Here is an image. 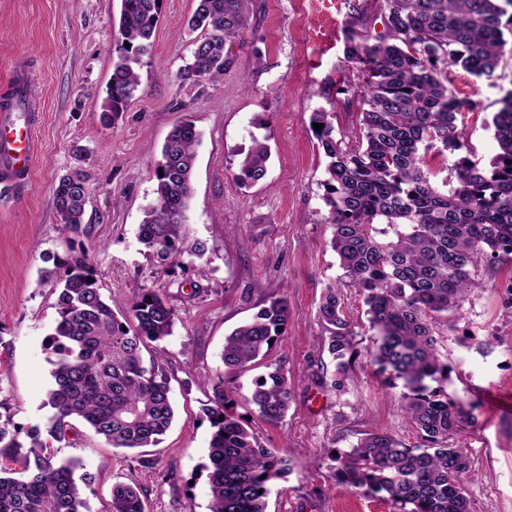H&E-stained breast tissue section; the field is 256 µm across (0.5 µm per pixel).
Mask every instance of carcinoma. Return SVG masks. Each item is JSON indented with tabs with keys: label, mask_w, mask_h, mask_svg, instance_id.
<instances>
[{
	"label": "carcinoma",
	"mask_w": 512,
	"mask_h": 512,
	"mask_svg": "<svg viewBox=\"0 0 512 512\" xmlns=\"http://www.w3.org/2000/svg\"><path fill=\"white\" fill-rule=\"evenodd\" d=\"M163 0H121L112 76L102 103L107 125L121 118L140 86L135 66L148 54L162 18ZM188 20L195 42L183 68L195 83L224 73L228 47L249 27L252 0H196ZM384 30L369 28L368 7L350 4L345 59L358 71L341 80L344 105L359 106L358 133H336L329 112L310 123L327 159L325 212L317 223L332 229L331 248L342 275L325 288L318 308L320 335L313 374L338 392L361 357L384 384L400 380L404 409L417 443L388 432H370L336 456L338 485L381 498L393 512H471L465 482L472 461L455 437L468 418L464 405L438 384L448 365L438 348L437 325L448 321L468 294L512 269V92L501 99L491 124L497 151L488 164L475 158L465 136L463 101L450 88L448 68L490 78L512 54V0H377ZM200 136L195 125L173 126L155 163V199L144 211L140 241L157 263L183 255ZM452 157L444 189L425 172L426 157ZM237 178L262 180L270 154L255 139L242 152ZM89 176L76 169L53 186L63 230L87 232ZM384 228H378V225ZM59 277L58 319L47 339L52 384L49 436L61 442L75 423L114 448H150L170 428L174 408L168 377L157 361L143 364L142 349L172 335L174 309L159 290L142 288L129 315L105 301L87 256L43 277ZM362 297L366 324L350 317L347 292ZM290 307L269 291L255 317L224 336V376L211 384L203 408L213 432L206 467L209 512H268L267 484L289 470L288 458L263 447L236 412L232 379L253 369L244 397L268 424L284 421L291 392L286 362L273 356ZM372 346L360 348L362 329ZM335 365L329 373L323 355ZM0 422V447L22 471L0 475V512H91L87 493L95 476L74 478L79 462L61 459L39 430L26 433ZM106 512H145L140 491L112 485Z\"/></svg>",
	"instance_id": "carcinoma-1"
}]
</instances>
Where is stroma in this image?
I'll use <instances>...</instances> for the list:
<instances>
[{
  "instance_id": "1",
  "label": "stroma",
  "mask_w": 512,
  "mask_h": 512,
  "mask_svg": "<svg viewBox=\"0 0 512 512\" xmlns=\"http://www.w3.org/2000/svg\"><path fill=\"white\" fill-rule=\"evenodd\" d=\"M348 3L253 0L251 23L223 75L197 85L180 75L193 50L187 21L195 0H163L152 50L138 69L140 87L106 127L101 105L121 0H0V90L24 66L40 105L25 190L0 184V417L21 433L50 425L45 339L58 318V289L40 279L47 258L86 255L114 311L128 312L139 289L151 287L176 314L172 336L143 353L162 363L175 408L171 428L149 451L151 466L82 425L51 444L58 457L96 474L92 512H105L118 482L137 485L146 512H208L212 428L201 407L209 382L224 372L225 334L250 320L273 286L291 311L274 351L287 362L290 408L274 426L250 406L237 407L261 445L290 459L289 473L268 484L269 512H392L382 500L338 487L333 471L335 453L363 434L384 430L414 441L399 390L358 366L339 394L321 386L311 368L319 298L341 269L329 225L314 216L323 206L326 159L309 120L325 110L338 131L357 128V111L336 95L349 73ZM450 76L469 107L470 143L489 160L496 152L490 120L512 91V57L490 79L457 68ZM185 120L200 134L189 237L206 249L162 267L140 243L139 226L154 201V163L172 127ZM256 138L267 141L271 157L264 179L245 185L236 177L239 153ZM79 167L90 175L87 230L66 233L52 186ZM245 290L250 299H242ZM442 345L446 390L470 414L456 441L472 459V512H512V271L499 272L495 287L472 290L449 314Z\"/></svg>"
}]
</instances>
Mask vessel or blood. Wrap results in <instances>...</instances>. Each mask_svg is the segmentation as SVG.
<instances>
[{
    "instance_id": "b4317fda",
    "label": "vessel or blood",
    "mask_w": 512,
    "mask_h": 512,
    "mask_svg": "<svg viewBox=\"0 0 512 512\" xmlns=\"http://www.w3.org/2000/svg\"><path fill=\"white\" fill-rule=\"evenodd\" d=\"M11 90L9 104L0 106V182L20 188L34 161L31 139L23 131L37 102L29 93L25 73L16 74Z\"/></svg>"
}]
</instances>
